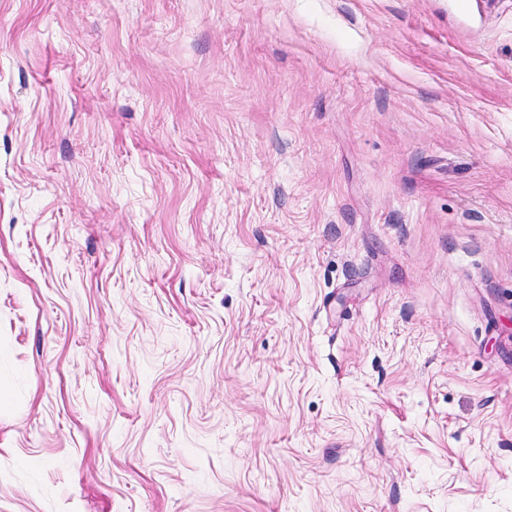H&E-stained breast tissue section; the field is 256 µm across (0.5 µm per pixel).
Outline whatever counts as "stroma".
Instances as JSON below:
<instances>
[{
	"instance_id": "obj_1",
	"label": "stroma",
	"mask_w": 512,
	"mask_h": 512,
	"mask_svg": "<svg viewBox=\"0 0 512 512\" xmlns=\"http://www.w3.org/2000/svg\"><path fill=\"white\" fill-rule=\"evenodd\" d=\"M0 512H512V0H0Z\"/></svg>"
}]
</instances>
